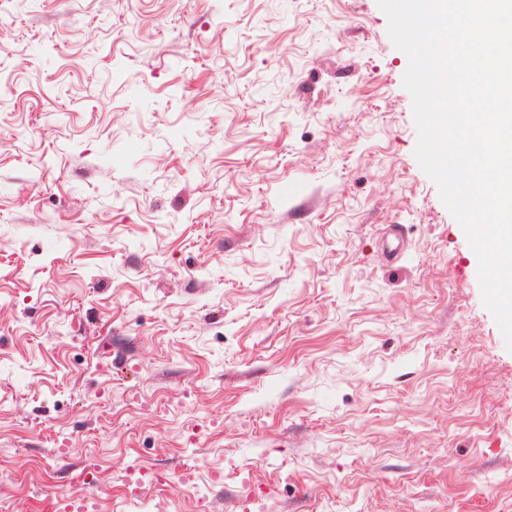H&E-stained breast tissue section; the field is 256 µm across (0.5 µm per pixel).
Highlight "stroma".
Returning a JSON list of instances; mask_svg holds the SVG:
<instances>
[{"label":"stroma","mask_w":512,"mask_h":512,"mask_svg":"<svg viewBox=\"0 0 512 512\" xmlns=\"http://www.w3.org/2000/svg\"><path fill=\"white\" fill-rule=\"evenodd\" d=\"M0 29V512H199L191 459L208 512H512V352L377 0ZM383 255L396 262L400 260L404 253V236L402 227L399 224L392 225L385 229L383 233Z\"/></svg>","instance_id":"obj_1"}]
</instances>
